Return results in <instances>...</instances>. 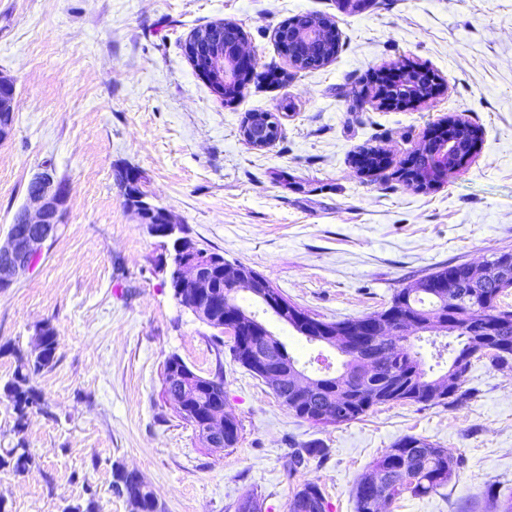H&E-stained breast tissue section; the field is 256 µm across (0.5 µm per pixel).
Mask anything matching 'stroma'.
<instances>
[{
    "instance_id": "1",
    "label": "stroma",
    "mask_w": 512,
    "mask_h": 512,
    "mask_svg": "<svg viewBox=\"0 0 512 512\" xmlns=\"http://www.w3.org/2000/svg\"><path fill=\"white\" fill-rule=\"evenodd\" d=\"M306 14L334 21L340 49L299 71L275 32ZM218 21L243 29L257 66L224 99L184 51L193 29ZM406 66L436 78L434 98L388 108L363 95ZM0 74L15 79L19 103L0 143V243L41 166L70 187L66 224L0 293V386L40 325L58 343L56 364L32 379L45 405L23 427L0 389V451L22 442L35 458L26 473L0 470L8 512H63L89 488L96 512H130L111 487L117 463L141 475L162 512H233L250 494L263 512H288L307 483L329 512H356V480L406 435L464 464L448 487L383 512H498L512 496V367L473 359L455 404H386L311 426L233 360L232 339L216 342L179 305L169 252L118 182L136 169L199 247L262 273L320 319L379 313L438 267L512 249V0H371L360 10L349 0H0ZM252 112L278 115L274 145L245 141ZM450 116L480 128L473 155L435 189L407 186L402 166ZM366 147L388 166L359 174ZM266 323L309 376L340 364L335 349ZM172 354L204 377L223 369L236 447L204 448L180 419L163 392ZM311 442L325 457L289 472L291 450ZM488 485L497 499L481 497Z\"/></svg>"
}]
</instances>
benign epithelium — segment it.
Instances as JSON below:
<instances>
[{
  "label": "benign epithelium",
  "instance_id": "1",
  "mask_svg": "<svg viewBox=\"0 0 512 512\" xmlns=\"http://www.w3.org/2000/svg\"><path fill=\"white\" fill-rule=\"evenodd\" d=\"M317 34L293 33L292 44L288 46L290 60L309 52ZM216 69L224 77L227 85L239 83L244 75L255 70V59L244 48V41L235 40L224 44V57L218 59ZM379 98L389 107H402L414 102L428 100L436 95L437 86L429 83V93H421L419 83L409 70L379 79ZM16 82L10 77L0 75V141L6 140L13 131V120L17 112ZM453 122L445 120L437 123L430 135L423 141L417 152L428 156L427 172L430 186H438L448 174L457 171L463 159L454 151L452 139ZM245 140L255 148L268 146L270 128L259 121L243 126ZM131 208L137 213L140 223L161 237H175L180 231L172 215L163 207L147 200V196L123 189ZM69 187L63 180L54 176L51 169L33 175L26 187V204L19 209L10 224L6 245L0 246V291L10 288L17 276L28 271L41 258L47 241L53 239L60 224L65 222L66 204ZM174 254L171 255L170 278L176 288L179 303L202 323L214 327L208 313L214 310L217 299L210 290L211 278L208 271L217 268L230 278L232 288H241L249 292L258 301L265 304L269 312L281 321L293 318L300 327V335L317 336L319 342L328 346L334 341L327 339L331 335L321 320L303 313L291 306L288 299L273 290L269 279L248 266L232 265L224 257L201 252L181 237H175ZM249 326L251 343L247 346L246 358L254 368V373L271 383L278 390L281 382V364L276 351L272 348L273 334L266 324L251 318L242 310L236 316L224 317L219 329L231 337L240 335L241 326ZM176 376L163 375L164 388L174 401L180 416L187 418L195 429L199 439L208 448H224V415L209 411L201 416L189 412L183 395L175 390Z\"/></svg>",
  "mask_w": 512,
  "mask_h": 512
}]
</instances>
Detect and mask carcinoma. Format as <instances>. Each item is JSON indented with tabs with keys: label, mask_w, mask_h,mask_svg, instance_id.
I'll list each match as a JSON object with an SVG mask.
<instances>
[{
	"label": "carcinoma",
	"mask_w": 512,
	"mask_h": 512,
	"mask_svg": "<svg viewBox=\"0 0 512 512\" xmlns=\"http://www.w3.org/2000/svg\"><path fill=\"white\" fill-rule=\"evenodd\" d=\"M320 28L324 38L309 60L295 62L299 70L318 69L331 61L339 52L340 42L331 20L311 15L297 16L282 24L276 37L287 45L288 30L296 28ZM239 27L233 23L207 24L194 29L185 44L205 47L201 52H186L194 67L207 75L212 71L210 55L224 48V38L238 37ZM464 151L479 139V129L472 125L453 129ZM512 288V276L503 280L484 277L477 281L469 277L466 263L448 264L425 276L410 288L398 291L391 300L393 320L401 325L398 335L385 336L369 331L366 325L377 316L365 315L346 320L358 326L360 336L336 337V348L346 357L342 371L336 375L319 376L314 388L305 391L297 385L294 374H288L278 398L288 412L312 425L320 426L317 409L337 404L348 407L342 422L357 420L378 405L385 403L438 402L453 404L464 393L458 383L460 374L434 376L427 372L419 353L400 349L398 341H406L409 324L412 330L435 336H448V359L455 362L470 355L478 348H495L487 355L492 367L500 368L512 363V354L500 352V347L512 348V309L501 305L500 298ZM56 332L51 324L40 337V348L25 354L16 352L18 365L3 390L13 401L16 425L20 426L29 409L41 407V393L31 385L33 376L52 367L56 362ZM377 363L369 367V361ZM166 363L174 373L197 390L190 400L197 411L224 407V372L219 369L211 377L195 373L178 355L168 357ZM323 455V449L307 445L293 449L291 467L304 466ZM34 463L29 448L17 445L0 454V469L9 468L15 473H25ZM462 460L429 440L407 435L394 441L371 465L369 471L359 477L354 486L356 512H380V506L394 502L405 494L415 497L436 493L448 486ZM112 487L126 499L131 512H154V505L147 495L140 494L124 474V468L116 464L112 471ZM328 503L321 488L306 483L298 489L289 504V512H327Z\"/></svg>",
	"instance_id": "cac0c4a2"
}]
</instances>
